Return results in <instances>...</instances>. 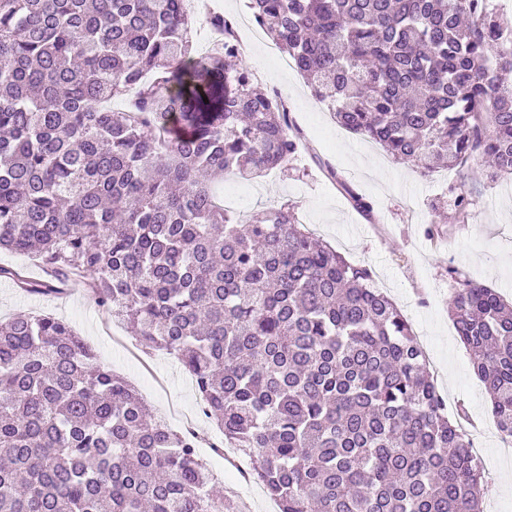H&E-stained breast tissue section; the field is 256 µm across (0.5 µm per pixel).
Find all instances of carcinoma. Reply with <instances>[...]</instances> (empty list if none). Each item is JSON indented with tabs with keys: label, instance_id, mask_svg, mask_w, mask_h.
Masks as SVG:
<instances>
[{
	"label": "carcinoma",
	"instance_id": "carcinoma-1",
	"mask_svg": "<svg viewBox=\"0 0 512 512\" xmlns=\"http://www.w3.org/2000/svg\"><path fill=\"white\" fill-rule=\"evenodd\" d=\"M337 123L430 171L512 175V16L491 0H251ZM224 31L195 46L196 24ZM123 98L126 107L112 111ZM299 138L231 17L184 0H0V266L97 307L195 382L279 512H483L471 438L411 325L290 207L243 221L215 180L284 168ZM354 208L373 206L349 186ZM449 313L512 439V304L457 268ZM195 443L52 315L0 321V512H241ZM0 264L23 267L26 270L27 276L32 278H40L43 275L42 268L32 261L26 254L1 251Z\"/></svg>",
	"mask_w": 512,
	"mask_h": 512
}]
</instances>
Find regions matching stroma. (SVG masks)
I'll return each instance as SVG.
<instances>
[{
  "instance_id": "1",
  "label": "stroma",
  "mask_w": 512,
  "mask_h": 512,
  "mask_svg": "<svg viewBox=\"0 0 512 512\" xmlns=\"http://www.w3.org/2000/svg\"><path fill=\"white\" fill-rule=\"evenodd\" d=\"M232 8L241 22L237 34L243 59L259 83L285 98L301 149L287 168L265 176L244 181L225 175L214 187L216 196L246 215L289 203L308 230L349 261L371 268L377 286L423 341L449 411L465 408L472 421L471 435L482 450L487 479L484 512H512V461L498 452L488 395L474 372L471 352L453 328L448 313L453 287L446 273L448 267H458L512 301V176L490 179L478 154L461 168L425 175L394 162L378 145L339 126L305 79L270 52V38L246 23L248 4ZM346 184L371 201L375 222L352 208L342 190ZM452 185L472 197L467 223H458L451 208L436 206ZM432 224L439 229L434 240L425 235ZM44 312L67 320L104 366L130 381L170 428L181 430V417L192 415L200 401L194 382L171 356L142 349L126 327L99 310L83 282L71 281L62 293L42 296L0 281V319ZM207 463L219 489L234 496L246 512H268L261 484L233 482L217 459Z\"/></svg>"
}]
</instances>
